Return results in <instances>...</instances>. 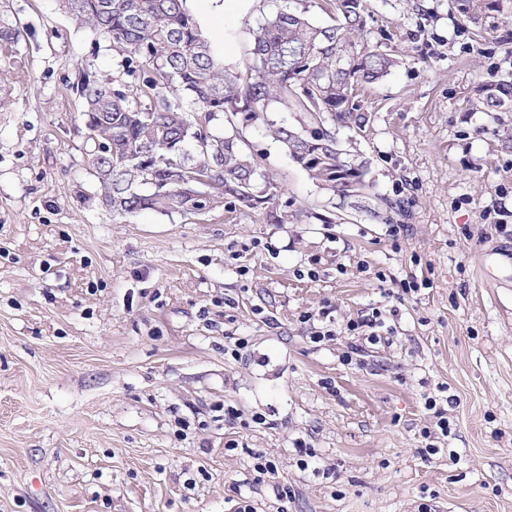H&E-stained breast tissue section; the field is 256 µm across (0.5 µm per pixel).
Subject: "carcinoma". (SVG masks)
<instances>
[{"label": "carcinoma", "instance_id": "1", "mask_svg": "<svg viewBox=\"0 0 512 512\" xmlns=\"http://www.w3.org/2000/svg\"><path fill=\"white\" fill-rule=\"evenodd\" d=\"M187 0H61L63 8L118 49L132 81L99 82L85 72L76 92L94 149L90 164L103 205L118 216L151 210L183 216L224 205L229 196L262 208L274 224L288 211L272 207L278 186L234 122L262 120L288 157L339 206L368 198V165L345 149L338 132L366 131L371 115L359 103L365 84L386 77L399 59L384 36L357 47L366 0H333L332 23H314L287 6L250 32L243 65L214 51ZM145 98L148 103L137 102ZM482 104L512 108V82L487 89ZM224 113L228 127L201 133L200 120ZM299 114L297 123L270 118ZM209 185L196 184V176Z\"/></svg>", "mask_w": 512, "mask_h": 512}]
</instances>
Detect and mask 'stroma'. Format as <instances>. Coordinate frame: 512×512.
I'll return each mask as SVG.
<instances>
[{
  "label": "stroma",
  "mask_w": 512,
  "mask_h": 512,
  "mask_svg": "<svg viewBox=\"0 0 512 512\" xmlns=\"http://www.w3.org/2000/svg\"><path fill=\"white\" fill-rule=\"evenodd\" d=\"M277 5L187 0L233 64ZM368 7L356 43L390 35L402 64L362 91L366 131L339 133L367 207H334L245 124L292 217L271 224L231 198L113 217L72 85L80 61L121 77L118 54L58 0H0L21 32L0 46V512H512V110L481 103L512 75V0ZM383 199L405 216H370ZM375 311L389 343L343 362ZM425 409L432 413V417L434 418V428L433 431H429L427 434V438H436L439 439L440 436L443 438L448 437V433H450L448 422V410L444 409V407L434 398H427L425 400Z\"/></svg>",
  "instance_id": "35a3bbf8"
}]
</instances>
